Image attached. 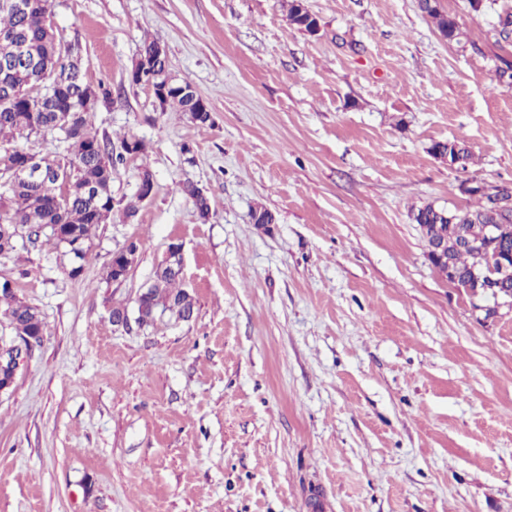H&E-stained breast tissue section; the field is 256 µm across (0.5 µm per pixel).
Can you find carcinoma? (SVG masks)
Returning a JSON list of instances; mask_svg holds the SVG:
<instances>
[{
	"mask_svg": "<svg viewBox=\"0 0 512 512\" xmlns=\"http://www.w3.org/2000/svg\"><path fill=\"white\" fill-rule=\"evenodd\" d=\"M418 6L444 39L458 40L454 18L439 10L437 0H418ZM48 10L49 0H0V141L6 140L0 146V170L33 158L51 170L35 182L0 183V256L11 255L19 238L32 245L46 243L68 257L66 272L73 278L72 264L84 267L94 248L93 230L113 211L109 203L116 162L133 151L144 154L146 145L140 139H124L116 154L112 142L89 130L88 113L81 111L85 93L97 92L100 104L107 106L112 102L111 91L85 79L78 49L60 59L56 52L60 41L55 32L47 30ZM139 75L155 85L171 80L176 90L161 105L188 115L197 124L210 121L192 84L173 76L163 62H148ZM37 80L48 84L49 91L28 94L29 82ZM64 117L68 118L67 129L60 125ZM55 133L68 143L67 155L58 159L31 152V138L45 139ZM429 151L460 157L464 171L472 160L462 139L435 141ZM179 190L193 201L199 219L207 221L209 197L190 181L180 183ZM473 198L476 204L472 206L444 209L426 203L413 212L426 244L443 248L445 262L434 264L435 269L443 274L451 268L461 280L477 268L493 265L501 253L512 254V186L499 185L494 192L481 191ZM489 224L498 225V235L491 240L485 234ZM139 248L140 242L131 240L113 252L106 279L114 277L115 269L126 268V252ZM180 282L177 268L158 265L142 298L140 324L147 325L166 311L185 321L194 316V299L179 288ZM0 316L14 337H43L45 322L40 311L14 292L0 291Z\"/></svg>",
	"mask_w": 512,
	"mask_h": 512,
	"instance_id": "cac0c4a2",
	"label": "carcinoma"
}]
</instances>
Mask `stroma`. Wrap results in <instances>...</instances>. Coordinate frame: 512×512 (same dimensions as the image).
I'll return each mask as SVG.
<instances>
[{"label": "stroma", "mask_w": 512, "mask_h": 512, "mask_svg": "<svg viewBox=\"0 0 512 512\" xmlns=\"http://www.w3.org/2000/svg\"><path fill=\"white\" fill-rule=\"evenodd\" d=\"M438 3L460 42L418 0H304L313 36L286 0H49L112 91L94 132L147 146L113 198L136 201L145 170L154 191L96 228L78 278L49 245L0 258L46 325L0 397V512H512V312L474 311L411 216L471 205L463 175L512 185V0ZM152 40L210 125L131 83ZM453 138L463 174L429 151ZM133 238L137 264L106 281ZM173 244L193 318L113 326ZM419 9L433 20L439 33L448 42H459L457 24L449 14L439 10L436 0H419ZM429 151L433 155L437 153H440L441 155H449L451 159H453L455 155H458L463 161L461 167L458 165V162L449 166L457 169L462 168L463 171L467 170L472 160V153L466 142L462 139L456 138L453 140L435 141L430 146ZM179 190L193 201L199 219L207 221L211 214L209 197L205 193L202 194L196 184L190 181L180 183Z\"/></svg>", "instance_id": "1"}]
</instances>
